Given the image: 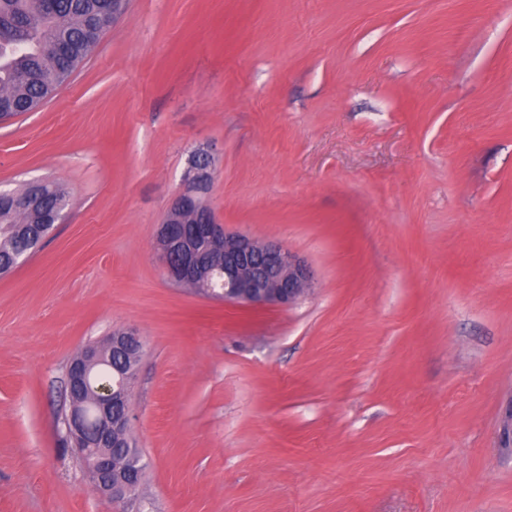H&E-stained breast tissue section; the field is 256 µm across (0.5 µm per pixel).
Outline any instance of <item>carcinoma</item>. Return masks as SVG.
<instances>
[{"label":"carcinoma","instance_id":"carcinoma-1","mask_svg":"<svg viewBox=\"0 0 512 512\" xmlns=\"http://www.w3.org/2000/svg\"><path fill=\"white\" fill-rule=\"evenodd\" d=\"M112 22V0H0V100L11 114L38 110L85 63ZM44 206L53 212L67 203L56 182L41 186ZM50 228L0 202V270L17 264L21 245L36 251ZM112 459L141 479L144 464L128 433L112 436Z\"/></svg>","mask_w":512,"mask_h":512}]
</instances>
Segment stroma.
Returning <instances> with one entry per match:
<instances>
[{
	"instance_id": "1",
	"label": "stroma",
	"mask_w": 512,
	"mask_h": 512,
	"mask_svg": "<svg viewBox=\"0 0 512 512\" xmlns=\"http://www.w3.org/2000/svg\"><path fill=\"white\" fill-rule=\"evenodd\" d=\"M201 147L297 302L168 280ZM45 177L66 220L0 277V512H115L61 418L129 326L140 512H512V0H129L0 124V189Z\"/></svg>"
}]
</instances>
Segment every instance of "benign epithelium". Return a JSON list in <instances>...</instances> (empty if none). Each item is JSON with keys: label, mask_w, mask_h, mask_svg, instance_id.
Masks as SVG:
<instances>
[{"label": "benign epithelium", "mask_w": 512, "mask_h": 512, "mask_svg": "<svg viewBox=\"0 0 512 512\" xmlns=\"http://www.w3.org/2000/svg\"><path fill=\"white\" fill-rule=\"evenodd\" d=\"M213 180V157L197 152L185 174V184L157 230L162 260L169 279L181 286L204 289V294L238 304L290 305L309 287V271L295 254L276 242L255 239L226 230L207 203ZM134 344L143 351V339L131 327L112 332L102 342L84 345L67 368L68 398L76 395L90 370ZM113 383L104 385L109 405H95L97 422L113 430L130 426V389L136 370L119 364ZM68 436L76 438L85 425L79 406L64 418ZM93 491L114 502L131 506L138 485L127 473L112 468V455L100 449L81 448Z\"/></svg>", "instance_id": "1"}]
</instances>
